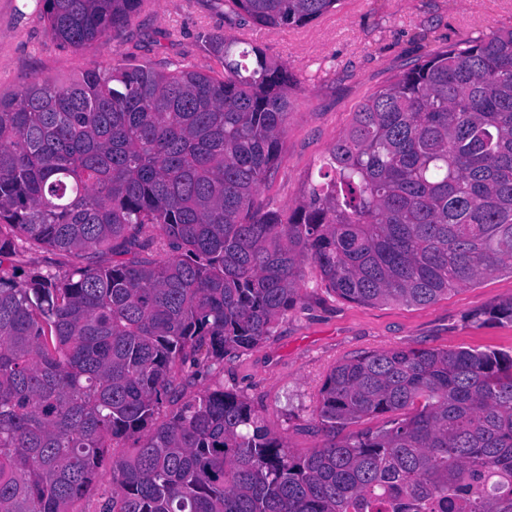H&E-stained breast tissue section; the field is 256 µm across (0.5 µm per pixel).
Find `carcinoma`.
Wrapping results in <instances>:
<instances>
[{
	"instance_id": "1",
	"label": "carcinoma",
	"mask_w": 512,
	"mask_h": 512,
	"mask_svg": "<svg viewBox=\"0 0 512 512\" xmlns=\"http://www.w3.org/2000/svg\"><path fill=\"white\" fill-rule=\"evenodd\" d=\"M42 2L52 38L82 49L145 0ZM338 2L224 5L275 28ZM204 39L218 75L96 64L0 98V258L29 242L75 259L64 277L0 267V512H70L107 460L102 512H512V354L340 362L304 455L232 389L156 421L186 367L221 369L272 334L307 262L364 305L512 273V31L450 44L360 103L288 213L257 195L298 80L244 39ZM154 229L169 259L92 261L149 248Z\"/></svg>"
}]
</instances>
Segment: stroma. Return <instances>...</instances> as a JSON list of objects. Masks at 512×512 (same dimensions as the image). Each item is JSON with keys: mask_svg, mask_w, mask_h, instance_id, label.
<instances>
[{"mask_svg": "<svg viewBox=\"0 0 512 512\" xmlns=\"http://www.w3.org/2000/svg\"><path fill=\"white\" fill-rule=\"evenodd\" d=\"M179 31L176 40L165 36ZM512 31V0H339L335 9L301 26L265 28L225 15L215 0H146L120 38L85 50L62 46L48 32L38 0H0V98L38 78H79L94 64L124 60L157 70L187 65L217 74L221 64L204 33L248 39L298 79L275 178L258 200L288 211L305 199L321 159L351 122L357 105L382 89L403 66L448 43ZM15 273H65L57 252L23 246L10 260ZM301 298L271 336L225 361L198 368L179 398L224 387L244 396L268 428L299 453L321 441L314 426L319 389L338 362L394 348L512 352V324L488 313L512 299V276H486L427 305H362L329 294L313 265L302 268Z\"/></svg>", "mask_w": 512, "mask_h": 512, "instance_id": "35a3bbf8", "label": "stroma"}]
</instances>
